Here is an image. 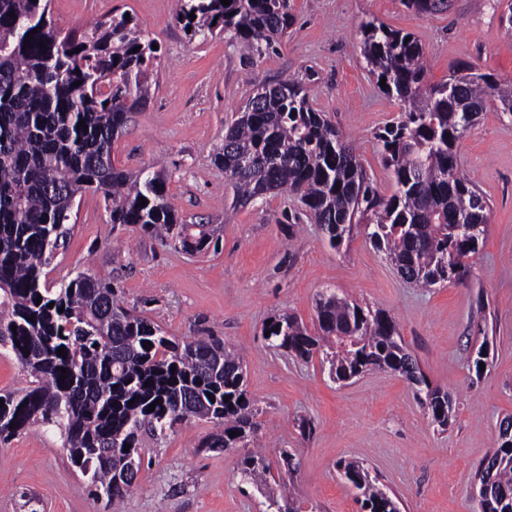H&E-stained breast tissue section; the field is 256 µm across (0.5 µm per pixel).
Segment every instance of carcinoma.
Listing matches in <instances>:
<instances>
[{"label": "carcinoma", "instance_id": "1", "mask_svg": "<svg viewBox=\"0 0 512 512\" xmlns=\"http://www.w3.org/2000/svg\"><path fill=\"white\" fill-rule=\"evenodd\" d=\"M178 3L174 20L191 28V36L228 34L258 58L293 23L290 0ZM402 3L422 14L448 10V0ZM51 4L0 0V346L34 378L24 391L0 394V439L33 425L60 430L91 494L104 493L115 505L136 483L142 436L158 438L205 419L219 432L205 437L198 450L228 451L246 443L258 424L241 360L224 343L165 335L119 304L116 285L87 269L51 286L41 281L66 239L71 203L90 191L103 193L115 227H136L176 250L193 241L201 253L218 242L208 225L178 220L162 171L145 166L132 172L115 163L117 138L149 96L156 40L144 38L123 13L64 34L54 26ZM34 29L38 33L26 38ZM360 49L368 73L378 82L386 79L382 93L401 108L398 121L377 135L391 195L371 186L343 133L293 80L251 94L257 103L227 128L215 161L240 204L287 191L332 247L350 239L361 223L366 239L403 278L424 287L462 282L483 243L490 204L460 173L457 146L480 118V112L467 111L473 105L484 112L493 104L512 123V81L468 64L457 68L458 87L431 86L417 38L375 19L361 23ZM81 120L88 129H77ZM263 331L276 349L306 362L320 357L335 382L375 369L403 376L431 421L448 425L451 397L427 380L386 312L330 294L317 302L313 329L284 312ZM487 460L496 470L479 491L481 512H512V436L499 435ZM337 468L358 491L363 512H399L363 464L341 461ZM238 471L258 485L269 464L249 454ZM267 501V512H300L292 498L270 495Z\"/></svg>", "mask_w": 512, "mask_h": 512}]
</instances>
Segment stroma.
<instances>
[{
	"label": "stroma",
	"mask_w": 512,
	"mask_h": 512,
	"mask_svg": "<svg viewBox=\"0 0 512 512\" xmlns=\"http://www.w3.org/2000/svg\"><path fill=\"white\" fill-rule=\"evenodd\" d=\"M511 6L450 0L447 12L421 15L401 0H291L289 37L250 61L224 37L187 35L173 21L176 0L52 2L62 30L127 13L157 40L149 100L116 141L115 158L130 171L149 164L164 170L180 217L211 225L221 243L190 256L135 228H112L102 194L89 193L75 205L46 279L90 265L116 284L124 307L167 335L224 341L241 357L259 410L250 448L269 463L274 492L293 497L303 512H360L336 470L344 459L364 463L400 512H480L477 470L501 421L512 419V122L488 107L459 143V168L486 193L491 210L465 283L434 288L403 280L363 234L331 248L319 225L295 220L300 204L287 192L232 206L214 154L252 85L293 80L347 136L378 193L392 194L376 134L397 121L400 107L365 68L361 22L373 17L413 33L428 84L447 80L463 63L509 81L512 34L500 16ZM331 293L395 319L428 380L453 399L447 427L431 422L397 373L372 370L339 385L320 360L306 363L268 347L262 328L271 316L287 312L312 326L318 299ZM215 430L196 420L159 440L143 437L139 483L121 512H266L265 493L238 472L242 449L197 452ZM284 450L294 459L289 471L280 467ZM0 512H105V504L71 465L59 432L35 426L0 440Z\"/></svg>",
	"instance_id": "obj_1"
}]
</instances>
